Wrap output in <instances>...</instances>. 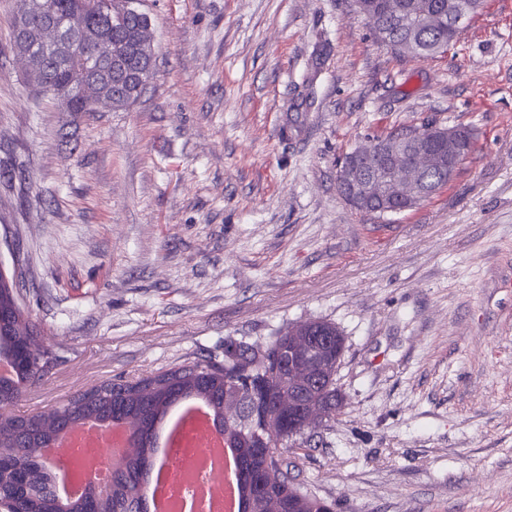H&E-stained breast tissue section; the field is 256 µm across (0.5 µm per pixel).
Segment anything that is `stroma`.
Wrapping results in <instances>:
<instances>
[{"label":"stroma","instance_id":"obj_1","mask_svg":"<svg viewBox=\"0 0 512 512\" xmlns=\"http://www.w3.org/2000/svg\"><path fill=\"white\" fill-rule=\"evenodd\" d=\"M0 0V265L57 360L17 412L108 380L344 333V408L286 453L336 512H512V0L447 54L377 43L353 0H142L155 70L127 109L62 112ZM427 121L473 152L417 208L347 206L336 164Z\"/></svg>","mask_w":512,"mask_h":512}]
</instances>
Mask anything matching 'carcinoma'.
Instances as JSON below:
<instances>
[{
  "label": "carcinoma",
  "mask_w": 512,
  "mask_h": 512,
  "mask_svg": "<svg viewBox=\"0 0 512 512\" xmlns=\"http://www.w3.org/2000/svg\"><path fill=\"white\" fill-rule=\"evenodd\" d=\"M45 9L57 21L82 9L89 0H42ZM391 32L398 37L413 33L416 50L412 56L421 60L435 58L443 46L456 41L462 28L448 26L451 0H406L410 9L393 15L394 0H365ZM23 11L11 21V39L16 49H29L36 41L33 30L17 26ZM435 15L438 23L427 28L420 19ZM146 16L130 15L112 28L118 44L119 60L97 63L91 47L100 32V19L88 13L87 25L79 33L68 35L73 56L67 61L50 58L44 78L54 89L71 91L68 101L44 90L61 112H90L75 89L84 79L97 81L112 95L113 109H124L123 97L134 91L139 97L147 84L148 64L135 46L140 26ZM448 185V166L434 167L421 175V201ZM310 327L326 340L312 346L311 355L290 353L288 334L279 333L268 345L254 349L246 346L224 352V359L208 356L192 365L174 366L135 381H107L65 403L34 415H0V499L12 512H58L60 503L54 486L52 464L41 449L78 421L93 418L101 422L119 421L132 432L133 450L126 464L113 472L111 497L96 498L81 494L66 501L69 512H133L146 504V487L156 461L150 454L151 433L155 421L174 403L187 399H205L212 407L217 423L228 434L238 453V477L244 509L242 512H335L336 504L298 491L283 470L282 454L298 445V438L336 418V365L345 352V337L335 324L323 320ZM39 327L33 321L16 283L0 282V354L7 356L14 377L0 379V407L14 403L20 388L33 373H47L55 360L51 351L27 352ZM310 357L327 368L319 385L307 394H298L301 404L276 407L279 398L288 395V360ZM236 398L243 405L240 420L224 415V402ZM316 405L320 420L302 423L299 411ZM274 428L279 438L265 455L255 447L257 433Z\"/></svg>",
  "instance_id": "1"
}]
</instances>
